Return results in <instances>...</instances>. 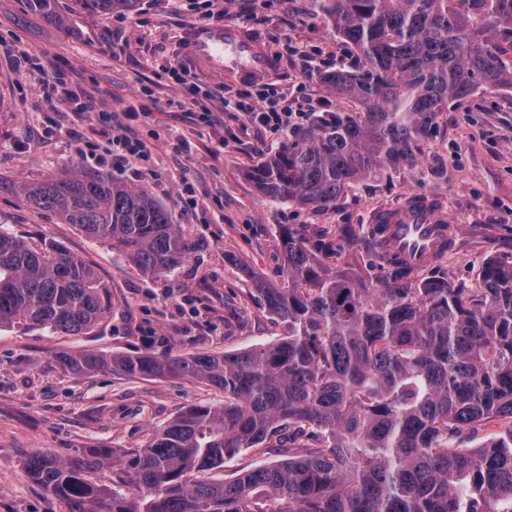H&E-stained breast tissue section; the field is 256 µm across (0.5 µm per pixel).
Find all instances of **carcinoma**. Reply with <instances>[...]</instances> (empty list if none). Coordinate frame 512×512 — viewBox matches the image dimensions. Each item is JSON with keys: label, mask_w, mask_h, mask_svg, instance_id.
Wrapping results in <instances>:
<instances>
[{"label": "carcinoma", "mask_w": 512, "mask_h": 512, "mask_svg": "<svg viewBox=\"0 0 512 512\" xmlns=\"http://www.w3.org/2000/svg\"><path fill=\"white\" fill-rule=\"evenodd\" d=\"M63 28L55 0H28ZM109 17L138 0H75ZM362 59L323 83L363 112H326L293 130L250 172L257 191L322 207L386 167L412 166L448 103L512 89V0H315ZM32 207L112 244L143 274L175 271L192 251L180 225L144 187L74 167L16 185ZM333 241H283L288 287L260 284L288 324L280 341L236 353L171 358L63 351L87 374L169 375L224 392L192 405L116 463L109 448L62 462L34 452L28 475L70 512H512V428L480 448L452 442L492 418L512 424V261L487 259L478 294L443 279L417 282L386 261L369 289L324 259ZM112 309L108 287L58 245L34 249L0 229V328L88 333ZM281 459L233 481L201 474L243 450ZM120 465L142 495L87 478Z\"/></svg>", "instance_id": "1"}]
</instances>
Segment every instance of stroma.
Returning a JSON list of instances; mask_svg holds the SVG:
<instances>
[{"mask_svg": "<svg viewBox=\"0 0 512 512\" xmlns=\"http://www.w3.org/2000/svg\"><path fill=\"white\" fill-rule=\"evenodd\" d=\"M202 0H140L136 11L103 18L58 0L66 28L49 25L28 0H0V229L34 248L64 247L93 266L108 284L112 310L78 336L41 328L0 329V512H68L66 503L33 481L28 455L61 460L108 448L124 458L145 448L153 432L184 408L219 404L223 392L175 377H129L118 371L77 374L63 351L169 356L247 350L287 335L256 290L257 281L284 286V232L309 239L342 238L332 267L377 282L367 263L362 229L378 210L409 192L437 195L456 242L418 279L480 285L482 261H512V90L479 91L449 105L435 133L420 144L410 168H388L327 208L261 195L249 177L275 154L287 134L248 125L219 97L222 77L192 68L199 89L180 95L168 72L182 61L184 31L198 23ZM228 23L262 37L275 66L266 82L292 108L309 98L330 112H358L322 82L329 69L357 70L354 48L336 33L315 0H214ZM76 93L82 112L59 99L58 84ZM214 114L212 126L196 114ZM143 140L150 169L129 161L110 166L117 179L146 187L181 224L193 251L170 275L149 279L109 243L95 240L50 212L32 208L15 191L65 169L96 170L90 147L96 129ZM192 146L177 150L178 139ZM191 188L192 203L181 197Z\"/></svg>", "mask_w": 512, "mask_h": 512, "instance_id": "stroma-1", "label": "stroma"}]
</instances>
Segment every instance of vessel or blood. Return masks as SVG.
I'll list each match as a JSON object with an SVG mask.
<instances>
[{
  "instance_id": "obj_1",
  "label": "vessel or blood",
  "mask_w": 512,
  "mask_h": 512,
  "mask_svg": "<svg viewBox=\"0 0 512 512\" xmlns=\"http://www.w3.org/2000/svg\"><path fill=\"white\" fill-rule=\"evenodd\" d=\"M182 53L201 69L230 83L262 81L273 65L263 41L234 24L190 27L183 38ZM374 221L384 227L388 256L416 271L445 253L454 238L438 198L431 195H411L404 204L377 212Z\"/></svg>"
}]
</instances>
